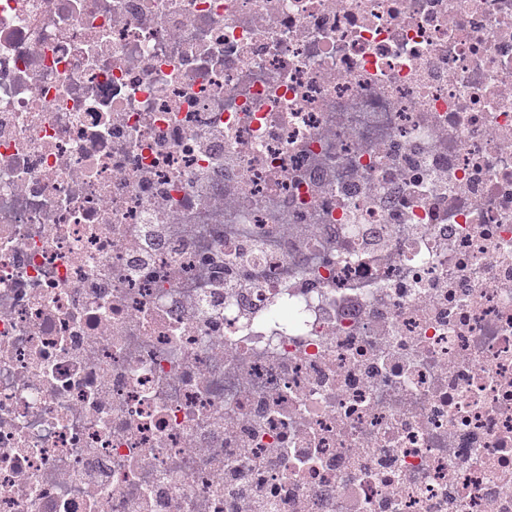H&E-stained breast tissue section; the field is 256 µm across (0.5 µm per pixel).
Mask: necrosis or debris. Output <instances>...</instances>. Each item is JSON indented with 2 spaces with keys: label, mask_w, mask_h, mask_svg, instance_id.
Wrapping results in <instances>:
<instances>
[{
  "label": "necrosis or debris",
  "mask_w": 512,
  "mask_h": 512,
  "mask_svg": "<svg viewBox=\"0 0 512 512\" xmlns=\"http://www.w3.org/2000/svg\"><path fill=\"white\" fill-rule=\"evenodd\" d=\"M0 512H512V0H0Z\"/></svg>",
  "instance_id": "obj_1"
}]
</instances>
